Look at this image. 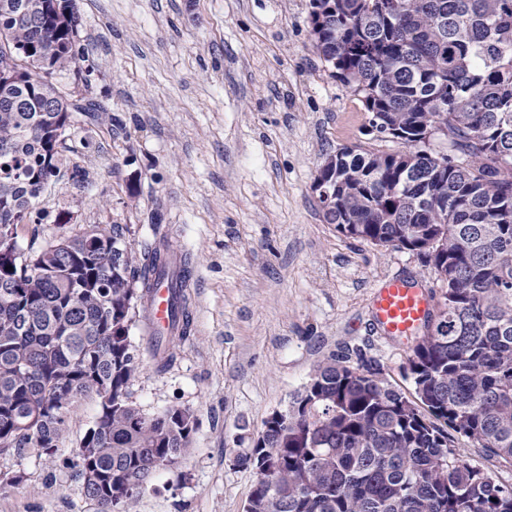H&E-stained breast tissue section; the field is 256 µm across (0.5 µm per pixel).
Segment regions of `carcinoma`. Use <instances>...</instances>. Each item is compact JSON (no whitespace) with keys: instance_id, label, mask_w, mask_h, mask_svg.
I'll list each match as a JSON object with an SVG mask.
<instances>
[{"instance_id":"cac0c4a2","label":"carcinoma","mask_w":512,"mask_h":512,"mask_svg":"<svg viewBox=\"0 0 512 512\" xmlns=\"http://www.w3.org/2000/svg\"><path fill=\"white\" fill-rule=\"evenodd\" d=\"M313 47L367 112L370 132L404 150L357 146L326 156L317 178L325 219L341 234L416 253L440 281L443 319L415 338L403 392L360 349L318 365L267 418L236 463L260 469L245 512H512V485L471 464L460 441L512 465V0H309ZM73 0H0V62L16 47L23 72L0 83V229L33 220L60 172L53 143L74 112L54 75L76 63ZM447 128V165L426 129ZM168 252L136 256L124 228L62 236L0 264V456L58 448L72 407L100 411L81 439L78 476L97 512H125L159 461L190 451L194 427L170 407L131 400L139 371L131 288L146 300ZM40 269L32 274L30 266ZM172 330L190 333L183 263ZM152 336L157 370L176 361Z\"/></svg>"}]
</instances>
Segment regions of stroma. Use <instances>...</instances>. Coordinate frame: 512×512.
I'll list each match as a JSON object with an SVG mask.
<instances>
[{
  "label": "stroma",
  "mask_w": 512,
  "mask_h": 512,
  "mask_svg": "<svg viewBox=\"0 0 512 512\" xmlns=\"http://www.w3.org/2000/svg\"><path fill=\"white\" fill-rule=\"evenodd\" d=\"M76 63L56 83L107 115L73 113L61 175L19 228L21 254L61 234L122 225L141 249L162 225L188 258L191 318L177 362L143 356L130 392L143 411L189 410L190 452L128 512H244L253 470L234 466L264 421L288 407L331 354L362 346L402 390L411 343L373 317L392 278L437 275L415 253L328 224L313 188L327 154L401 143L367 134L368 114L332 78L309 33V0H77ZM96 401L70 414L56 453L0 456V512H96L77 448Z\"/></svg>",
  "instance_id": "stroma-1"
}]
</instances>
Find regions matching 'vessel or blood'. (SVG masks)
Wrapping results in <instances>:
<instances>
[{"mask_svg":"<svg viewBox=\"0 0 512 512\" xmlns=\"http://www.w3.org/2000/svg\"><path fill=\"white\" fill-rule=\"evenodd\" d=\"M172 289L173 282L167 277L152 290L147 304V328L170 327ZM373 312L385 334L404 337L422 324L427 305L418 289L408 287L403 280L391 279L376 290Z\"/></svg>","mask_w":512,"mask_h":512,"instance_id":"b4317fda","label":"vessel or blood"}]
</instances>
